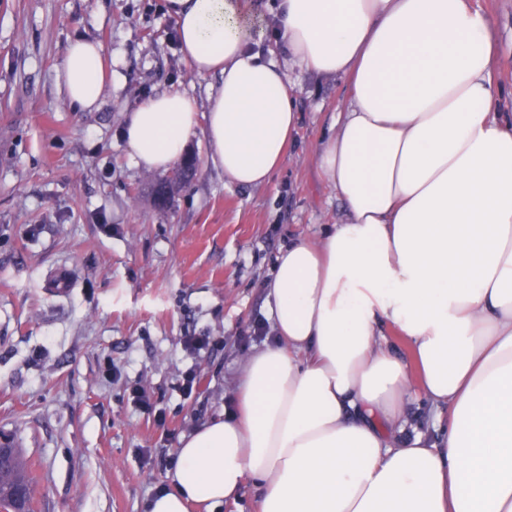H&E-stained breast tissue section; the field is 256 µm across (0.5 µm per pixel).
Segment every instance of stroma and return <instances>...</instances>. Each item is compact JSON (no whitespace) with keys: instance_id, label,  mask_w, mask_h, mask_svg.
Wrapping results in <instances>:
<instances>
[{"instance_id":"stroma-1","label":"stroma","mask_w":512,"mask_h":512,"mask_svg":"<svg viewBox=\"0 0 512 512\" xmlns=\"http://www.w3.org/2000/svg\"><path fill=\"white\" fill-rule=\"evenodd\" d=\"M497 23L501 109L512 113V0H475ZM99 42L112 80L75 110L55 80L66 45ZM299 121L269 185L226 184L195 133L196 171L166 206L172 172L135 167L126 112L179 90L206 110L165 0H0V434L32 477L33 512H146L180 440L223 417L241 363L272 342L266 282L296 236L318 239L343 206L316 151L347 95L291 70ZM67 271L72 290L49 293ZM216 337L201 356L188 334ZM196 367L198 395L181 396ZM144 388L152 410L131 399Z\"/></svg>"}]
</instances>
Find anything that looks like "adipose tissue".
<instances>
[{"mask_svg":"<svg viewBox=\"0 0 512 512\" xmlns=\"http://www.w3.org/2000/svg\"><path fill=\"white\" fill-rule=\"evenodd\" d=\"M166 9L220 83L203 112L180 91L129 112L133 163L169 169L199 129L228 184L265 186L298 125L288 67L340 78L316 165L347 219L280 251L274 342L242 363L235 410L182 439L148 512H211L249 481L259 512H512V117L492 18L472 0H278L283 64L254 49L245 0ZM56 80L96 110L101 45L69 42Z\"/></svg>","mask_w":512,"mask_h":512,"instance_id":"ef3b65f1","label":"adipose tissue"}]
</instances>
